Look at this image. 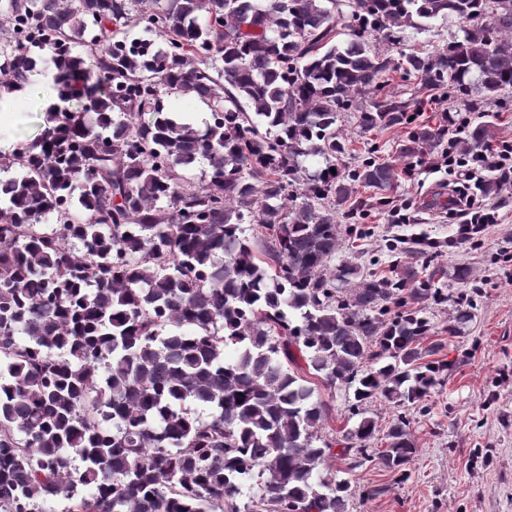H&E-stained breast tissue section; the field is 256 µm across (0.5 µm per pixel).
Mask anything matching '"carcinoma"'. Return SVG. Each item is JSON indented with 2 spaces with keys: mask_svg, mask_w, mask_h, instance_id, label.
Wrapping results in <instances>:
<instances>
[{
  "mask_svg": "<svg viewBox=\"0 0 512 512\" xmlns=\"http://www.w3.org/2000/svg\"><path fill=\"white\" fill-rule=\"evenodd\" d=\"M337 2L0 0V87L50 63L73 103L0 157L18 171L0 179V512H345L332 462L371 461L353 443L375 422L322 438L329 406L290 366L358 408L441 384L451 362L425 360L430 322L411 308L441 290L409 265L334 264L355 186L382 195L397 172L343 173L337 122L413 123L387 90L397 70L462 100L512 93V0H367L345 40ZM438 18L463 38L391 55ZM139 24L161 42L127 36ZM164 88L206 103L201 125L164 111ZM491 130L469 125L461 150ZM442 137L419 126L400 160ZM202 161L207 180L180 174ZM455 304L451 336L473 317ZM407 426L394 419L378 453L400 480Z\"/></svg>",
  "mask_w": 512,
  "mask_h": 512,
  "instance_id": "1",
  "label": "carcinoma"
}]
</instances>
